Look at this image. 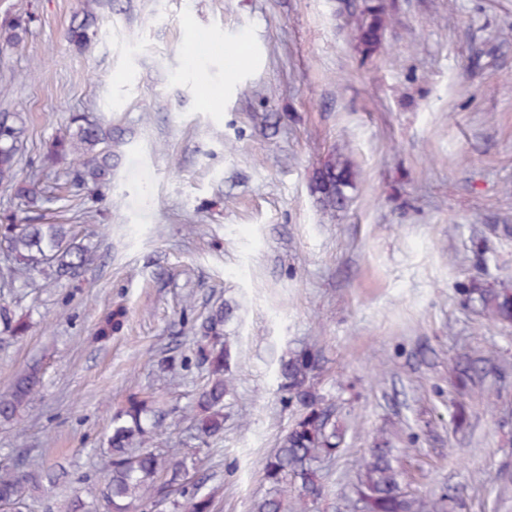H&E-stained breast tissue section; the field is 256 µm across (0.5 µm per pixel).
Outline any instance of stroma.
I'll list each match as a JSON object with an SVG mask.
<instances>
[{"label": "stroma", "mask_w": 512, "mask_h": 512, "mask_svg": "<svg viewBox=\"0 0 512 512\" xmlns=\"http://www.w3.org/2000/svg\"><path fill=\"white\" fill-rule=\"evenodd\" d=\"M385 2L395 20L365 60L362 0H131L83 54L65 38L81 0H0V20L36 17L0 55V82L15 81L0 112L28 128L23 171L73 112L117 140L108 189L73 187L69 159L28 212L54 224L78 196L90 257L74 276L16 288L31 327L0 341V392L32 363L43 371L31 406L0 427V468L71 471L27 487V512H68L87 484L104 485L100 441L132 396L163 412L158 447L196 453L214 512H253L293 416L277 359L301 348L350 426L308 512H343L382 429L405 451L411 491L455 487V512H512V326L460 292L472 277L512 285V0ZM228 42L247 45L245 61L225 58ZM339 154L358 177L332 213L311 180ZM226 299L239 305L226 336L237 400L223 438L201 448L189 430L203 385L194 324ZM117 310L120 329L99 336ZM478 356L495 367L460 428L454 368ZM164 361L174 375H159Z\"/></svg>", "instance_id": "obj_1"}]
</instances>
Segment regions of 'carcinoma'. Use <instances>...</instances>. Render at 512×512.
I'll use <instances>...</instances> for the list:
<instances>
[{
  "label": "carcinoma",
  "instance_id": "1",
  "mask_svg": "<svg viewBox=\"0 0 512 512\" xmlns=\"http://www.w3.org/2000/svg\"><path fill=\"white\" fill-rule=\"evenodd\" d=\"M115 0H84L80 19L68 27L66 39L78 53L87 50L104 17L124 12ZM389 13L383 0H363L354 22L359 54L369 58L382 44ZM30 15H16L0 22V52L19 45L28 33ZM26 134L23 117L16 112L0 113V189L34 207L45 197L43 184L50 175L48 167L74 156L82 163L73 171L77 188L101 187L112 175V128L88 120L74 112L66 132L48 146L46 166L18 178L21 147ZM357 172L347 159L336 158L325 164L313 178V192L325 210L347 207L349 190ZM0 236L7 243L4 263L9 276L0 282V294L12 291L17 280L34 273L52 281L82 268L88 261L85 249L74 241L67 224H28L14 214L0 225ZM466 300L485 319L512 325V289L494 287L476 279L463 289ZM236 305L226 301L213 308L197 327L201 336L195 350L196 364L206 372V383L192 408L193 439L207 446L224 434V408L234 398L233 359L224 326L235 318ZM25 320L0 303V340L18 339L28 331ZM316 355L303 349L283 353L277 363L279 390L283 401L295 409L288 430L265 463L269 488L254 504V512H307L308 505L323 493V472L335 461L347 442L348 429L336 421L333 404L316 387L313 372ZM488 371L487 366L469 363L459 373L462 387L476 384ZM42 381L38 363L17 374L9 389L0 394V425L13 424L34 400ZM160 426L159 413L146 400L132 399L112 414V426L106 438L109 448V475L104 488L91 485L86 497L75 498L70 512H95L104 502L106 512H131L138 503L172 505V512H211L213 494L195 485L180 500H168L167 489L179 486L196 459L180 448L158 451L153 437ZM52 483L59 478L53 467L38 472L3 468L0 470V505L22 512L26 486L41 479ZM404 475L397 465L396 449L387 438H377L374 447L361 457L355 498L350 508L356 512H454L456 496L445 493L429 500L417 499L404 491Z\"/></svg>",
  "mask_w": 512,
  "mask_h": 512
}]
</instances>
